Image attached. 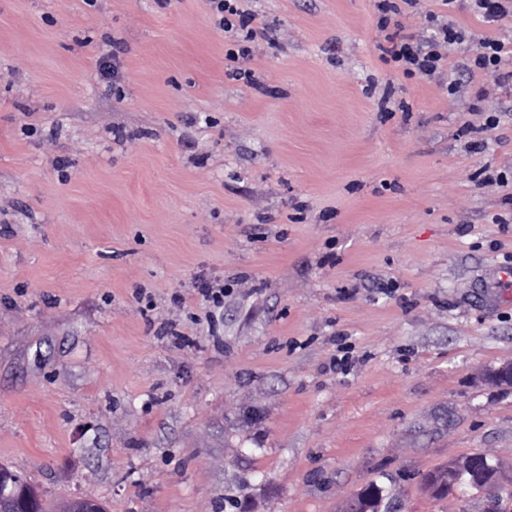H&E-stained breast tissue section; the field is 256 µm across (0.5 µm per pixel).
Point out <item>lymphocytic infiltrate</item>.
<instances>
[{
	"mask_svg": "<svg viewBox=\"0 0 512 512\" xmlns=\"http://www.w3.org/2000/svg\"><path fill=\"white\" fill-rule=\"evenodd\" d=\"M448 11L470 12L485 23L490 32L482 36L474 54L462 61L453 56L466 42L465 30L453 22L440 20L438 14L428 13L433 33L419 37L390 30L392 16L404 8H415L418 0H375L379 24L387 34L380 48L385 63L393 65L398 74L407 78H435L446 87L449 94H456L461 86V74L482 73L491 76L497 88L512 89V40L498 36L504 22L512 20V0H441ZM216 25L228 33L230 42L225 58L230 63L247 59L262 29L255 13L243 10L240 0H209Z\"/></svg>",
	"mask_w": 512,
	"mask_h": 512,
	"instance_id": "f902f5d3",
	"label": "lymphocytic infiltrate"
}]
</instances>
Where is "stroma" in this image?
<instances>
[{"instance_id":"obj_1","label":"stroma","mask_w":512,"mask_h":512,"mask_svg":"<svg viewBox=\"0 0 512 512\" xmlns=\"http://www.w3.org/2000/svg\"><path fill=\"white\" fill-rule=\"evenodd\" d=\"M246 4L247 81L208 0H0V465L107 512H488L424 485L480 453L512 512V96L395 75L374 0ZM119 43L112 39V52L108 50L107 53L102 54L97 61V70L100 79L106 84V87L111 89L112 92L120 91V70L122 62L120 56L114 48L118 47ZM210 308L208 317L213 318V312L224 307V281L219 278L198 276L195 280V288Z\"/></svg>"}]
</instances>
